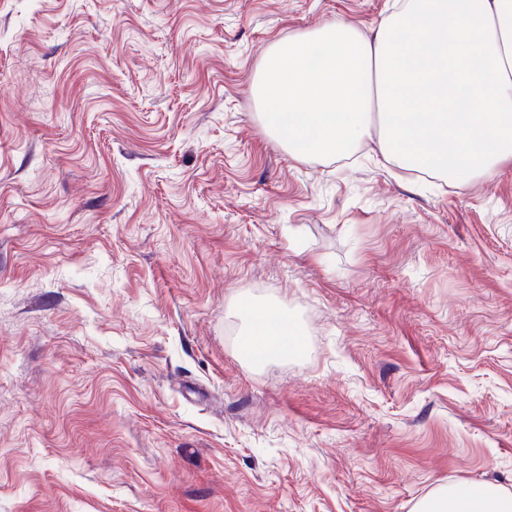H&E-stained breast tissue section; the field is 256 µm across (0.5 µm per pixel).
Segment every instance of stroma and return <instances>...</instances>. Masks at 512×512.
<instances>
[{
    "label": "stroma",
    "mask_w": 512,
    "mask_h": 512,
    "mask_svg": "<svg viewBox=\"0 0 512 512\" xmlns=\"http://www.w3.org/2000/svg\"><path fill=\"white\" fill-rule=\"evenodd\" d=\"M393 0H0V512L512 493V163L302 162L269 47ZM300 353H239L243 306ZM251 322V336L259 346V357L279 358L288 355V350L297 348L301 336L291 328V322L286 313L268 307H248L243 311ZM288 326V335L282 330Z\"/></svg>",
    "instance_id": "1"
}]
</instances>
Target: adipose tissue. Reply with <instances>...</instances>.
Instances as JSON below:
<instances>
[{"instance_id": "obj_1", "label": "adipose tissue", "mask_w": 512, "mask_h": 512, "mask_svg": "<svg viewBox=\"0 0 512 512\" xmlns=\"http://www.w3.org/2000/svg\"><path fill=\"white\" fill-rule=\"evenodd\" d=\"M253 95L266 132L302 161L374 143L446 183L512 162V0H397L374 36L336 20L274 44ZM263 358L301 343L281 310L249 307ZM413 512H512L496 485L439 487Z\"/></svg>"}]
</instances>
